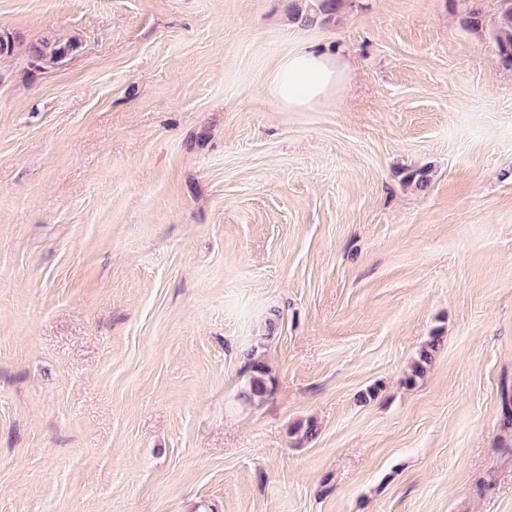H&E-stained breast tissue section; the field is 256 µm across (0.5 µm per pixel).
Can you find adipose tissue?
Instances as JSON below:
<instances>
[{
	"label": "adipose tissue",
	"mask_w": 512,
	"mask_h": 512,
	"mask_svg": "<svg viewBox=\"0 0 512 512\" xmlns=\"http://www.w3.org/2000/svg\"><path fill=\"white\" fill-rule=\"evenodd\" d=\"M349 75V66L339 54L303 43L276 65L269 92L283 109L304 112L335 94Z\"/></svg>",
	"instance_id": "1"
}]
</instances>
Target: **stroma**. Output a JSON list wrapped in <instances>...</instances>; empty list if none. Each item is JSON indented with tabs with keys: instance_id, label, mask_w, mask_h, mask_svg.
<instances>
[{
	"instance_id": "35a3bbf8",
	"label": "stroma",
	"mask_w": 512,
	"mask_h": 512,
	"mask_svg": "<svg viewBox=\"0 0 512 512\" xmlns=\"http://www.w3.org/2000/svg\"><path fill=\"white\" fill-rule=\"evenodd\" d=\"M292 2L0 0V512H512L507 2ZM304 5L292 7L291 18L298 23H324L335 19L346 0H304ZM349 75V66L338 53L302 43L279 61L268 87L283 109L304 112L335 94ZM250 371L243 396L249 400H262L272 392L274 379L269 376L266 366L260 361L250 358Z\"/></svg>"
}]
</instances>
